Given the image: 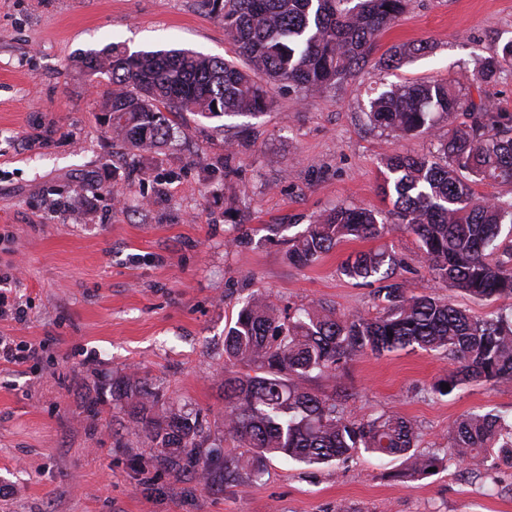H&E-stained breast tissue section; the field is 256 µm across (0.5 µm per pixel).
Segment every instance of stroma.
I'll list each match as a JSON object with an SVG mask.
<instances>
[{
	"mask_svg": "<svg viewBox=\"0 0 512 512\" xmlns=\"http://www.w3.org/2000/svg\"><path fill=\"white\" fill-rule=\"evenodd\" d=\"M511 40L512 0H409L335 86L309 97L274 88L256 117L188 113L166 145L137 150L100 122L112 83L89 76L83 58L118 44L228 59L238 51L223 20L200 0H0V292L26 314L1 313L0 336L37 350L21 365L0 362V512H512V469L488 491L446 439L462 415H511L512 383L434 394L453 367L442 352L368 353L307 380L346 417L412 420L417 452L439 459L433 475L402 479L401 460L364 452L343 465L222 469L235 451L224 436V328L249 297L376 316L374 287L340 267L385 248L415 294L475 316L507 307L437 287L377 192L387 156L435 150L462 114L401 137L366 113L382 85L446 80L512 113V67L472 79ZM408 42L428 50L383 69L384 54ZM339 203L378 211L384 236L294 263L290 232ZM132 375L206 420L209 484L174 476L144 434L127 431L118 389Z\"/></svg>",
	"mask_w": 512,
	"mask_h": 512,
	"instance_id": "1",
	"label": "stroma"
}]
</instances>
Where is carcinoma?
Wrapping results in <instances>:
<instances>
[{"mask_svg": "<svg viewBox=\"0 0 512 512\" xmlns=\"http://www.w3.org/2000/svg\"><path fill=\"white\" fill-rule=\"evenodd\" d=\"M224 21L226 37L247 59L242 68L193 51L129 54L117 46L89 58L92 75L112 80L102 116L115 137L134 148L165 143L176 118L257 116L273 105L274 86L320 93L353 71L375 39L405 13L408 0H202ZM424 50L399 44L387 54L393 67ZM512 66V40L479 60L478 82ZM462 112L433 154H396L386 160L380 194L392 201L397 223L414 234L433 279L473 298H512V244L500 241L512 224V203L487 199L477 187L512 183V114L483 98L474 100L448 82L392 86L369 102L375 128L401 136L428 133L438 117ZM373 211L338 204L288 239L290 258L310 264L353 238L382 235ZM401 261L386 251L360 253L341 266L354 280L380 283L383 314L339 315L321 304L281 311L260 296L240 308L224 336V435L242 452L224 469L250 468L271 457L308 466L346 462L363 450L378 457L403 456V479L428 475L437 458L413 451L415 424L392 413L352 421L336 398L311 391V373L335 371L353 357L398 350L442 351L457 367L432 391L473 381L512 382V306L477 317L431 296L411 293L398 277ZM250 369L248 373L236 370ZM160 394L141 378L126 380L119 398L134 429L175 472L213 479L203 424L173 402L154 411ZM455 457L495 480L496 457L512 460V417L471 413L448 426ZM498 456H493V453Z\"/></svg>", "mask_w": 512, "mask_h": 512, "instance_id": "1", "label": "carcinoma"}]
</instances>
